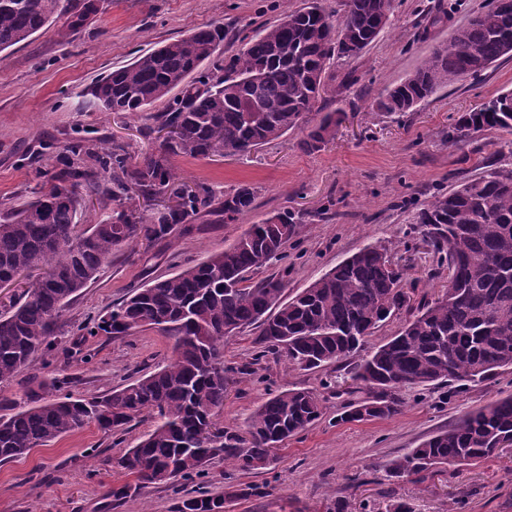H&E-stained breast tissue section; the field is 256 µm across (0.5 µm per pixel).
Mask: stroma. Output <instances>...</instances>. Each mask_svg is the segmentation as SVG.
Here are the masks:
<instances>
[{
	"label": "stroma",
	"instance_id": "1",
	"mask_svg": "<svg viewBox=\"0 0 512 512\" xmlns=\"http://www.w3.org/2000/svg\"><path fill=\"white\" fill-rule=\"evenodd\" d=\"M486 2L392 0L389 24L379 37L359 56L334 59L327 70L331 92L324 107L343 109L345 118L321 150H306L303 132L292 130L243 158H174L189 181L216 193L242 184L256 187L254 210L233 224L204 221L150 249L113 253L97 279L62 311L49 350L0 384V414H11L27 390L54 378L66 380V393L93 397L166 363L173 341L163 331L144 326L110 336L97 330L100 318L131 289L223 251L249 225L285 210L298 225L287 257L250 273V283L283 279L288 299L359 249L383 242L405 272L407 303L358 357L395 336L418 306L448 285L447 269L422 241L418 209L488 170L512 169L510 134L448 139L461 115L512 90V58L442 88L410 112L389 114L376 102ZM304 3L102 0L100 12L79 30L67 32L60 19L0 52V203L32 200L75 144L116 142L141 157L157 148L161 135L153 117L164 111L165 101L136 116L102 112L88 102L86 89L112 69L210 24L223 25L222 50L232 56L244 36ZM258 340V328L249 327L224 342L227 390L218 428L246 435L251 414L270 395L289 389L316 392L323 415L284 441L265 469L244 472L212 460L199 485L240 492L225 501L224 512H328L339 499L347 512H392L399 503L412 512H512V448L471 466L436 469L421 481L386 473L390 461L463 413L512 395V369L467 383L453 395L443 387H407L400 392L398 414L343 422L344 406L365 395L347 364L300 370L285 352L258 356ZM152 425L144 416L126 431L107 435L91 424L0 465V512H172L184 486L147 487L119 504L106 496L129 480L117 459Z\"/></svg>",
	"mask_w": 512,
	"mask_h": 512
}]
</instances>
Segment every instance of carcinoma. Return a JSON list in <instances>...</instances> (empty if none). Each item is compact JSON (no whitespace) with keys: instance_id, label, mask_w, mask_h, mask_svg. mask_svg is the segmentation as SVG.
<instances>
[{"instance_id":"1","label":"carcinoma","mask_w":512,"mask_h":512,"mask_svg":"<svg viewBox=\"0 0 512 512\" xmlns=\"http://www.w3.org/2000/svg\"><path fill=\"white\" fill-rule=\"evenodd\" d=\"M90 0H0V52L62 15L67 29L83 26ZM391 0H343L338 24L320 0L285 13L238 53L219 57L224 26H206L142 53L95 81L89 102L103 112L138 115L168 99L157 152L140 159L121 144L112 149L75 146L80 166L52 176L35 200L0 209V281L38 272L9 309L0 313V382L27 367L51 345L55 320L97 278L112 253L149 248L204 214L229 224L255 207L256 187L240 185L218 196L191 186L171 163L174 156H244L254 148L303 129L328 93L326 71L335 58L361 54L385 27ZM455 47H435L415 72L376 106L410 112L439 89L476 75L511 56L512 0L486 9L455 29ZM343 110L326 112L308 129L303 146L315 151L333 139ZM512 131V91L463 115L454 134ZM100 207H117L81 228V186ZM424 242L446 262L448 288L418 309L400 331L352 367L366 397L349 403L343 420L384 419L400 411L409 385L458 384L512 368V170L492 169L434 196L418 214ZM297 234L294 217L280 212L253 224L224 251L156 278L114 305L97 329L122 336L154 325L174 337V358L154 372L104 396L57 395L60 382L40 384L30 405L0 416V463L94 424L115 434L148 416L154 428L118 464L135 483L112 487L121 502L149 484L176 485L199 477L222 457L242 471L261 469L278 445L318 420L323 407L308 390L282 392L251 416L248 433L214 431L224 406V338L260 328L259 356L284 349L301 369L341 362L380 323L402 308V270L388 247L368 245L284 301V283L250 285L247 275L282 255ZM512 441V396L493 400L410 449L388 465L391 478L412 480L442 466L478 463ZM174 512H224V493L200 488L182 496Z\"/></svg>"}]
</instances>
